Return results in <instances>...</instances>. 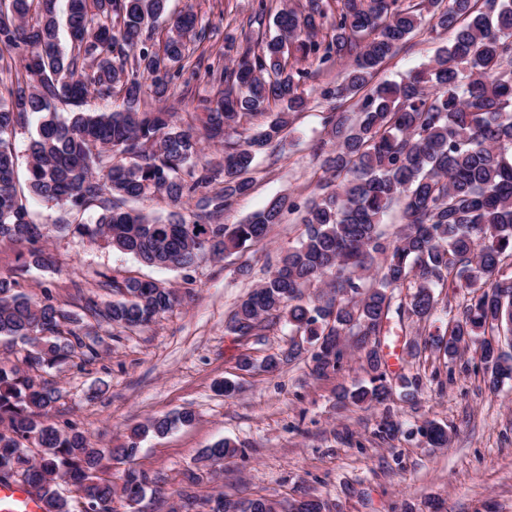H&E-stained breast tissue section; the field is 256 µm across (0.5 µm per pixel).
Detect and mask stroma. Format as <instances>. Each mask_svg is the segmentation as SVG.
Wrapping results in <instances>:
<instances>
[{"mask_svg":"<svg viewBox=\"0 0 512 512\" xmlns=\"http://www.w3.org/2000/svg\"><path fill=\"white\" fill-rule=\"evenodd\" d=\"M256 5L257 0H169V12H197L208 29L207 54L218 60L229 36L239 35V19ZM451 37L422 22L381 65L377 80L397 81L421 69ZM327 110L314 99L295 117L283 146L259 157L252 190L225 210L223 223H242L278 197L299 204L312 199L320 170L311 147L331 138ZM300 233V225L288 221L273 225L265 244L219 261L202 256L187 271L148 267L132 255L55 233L46 242L54 266L24 269L18 247L0 244V276L16 279L32 299H51L80 318L94 348L67 365L35 372L60 392L59 427L76 424L98 446L117 448L128 443L137 425L193 411L191 425L139 442L134 466L161 478V491L147 495L144 512H169L189 485L201 495L221 490L232 499L262 496L280 503L308 493L330 512H512V380L490 391L477 345L450 364L424 348L412 356L407 341L435 331V324L391 319L381 336L388 373L421 376L425 387L410 401L393 395L382 408L340 399L342 389L368 379L353 360L322 377L311 375L305 356L265 371V359L288 348L284 323L268 324L258 336L227 330L240 299L266 277L280 252L297 244ZM107 276L161 281L177 289L180 301L148 327L97 321L84 306L90 298L115 300V293L100 286ZM226 380L236 387L229 397L219 389ZM387 410L402 430L382 440L377 429ZM428 421L447 426L448 447H430L418 434ZM225 439L240 455L202 461L205 448Z\"/></svg>","mask_w":512,"mask_h":512,"instance_id":"35a3bbf8","label":"stroma"}]
</instances>
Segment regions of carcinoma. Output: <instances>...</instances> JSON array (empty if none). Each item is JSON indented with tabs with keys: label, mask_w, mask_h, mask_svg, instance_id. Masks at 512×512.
Listing matches in <instances>:
<instances>
[{
	"label": "carcinoma",
	"mask_w": 512,
	"mask_h": 512,
	"mask_svg": "<svg viewBox=\"0 0 512 512\" xmlns=\"http://www.w3.org/2000/svg\"><path fill=\"white\" fill-rule=\"evenodd\" d=\"M168 0H66L67 46L60 43L55 0H0V243L27 248L26 264L52 263L44 227L27 198L78 211L100 209L90 224H57L60 235L134 255L148 265L186 270L205 254H224L260 243L285 213L298 212L303 239L281 253L275 268L236 306L227 330L257 336L284 321L293 336L313 346L312 372L334 373L359 354L369 382L343 399L382 404L392 381L382 370L379 336L392 315L428 322L440 305L437 288L469 295L460 316L448 320V338L423 340L454 361L477 341L488 387L512 379V356L483 338L512 335V0H305L271 12L266 0L239 23L246 46L231 65L207 70L224 85L201 100L207 139L224 147L216 162H200V140L177 113L144 109L146 97L166 100L207 38L197 14H179L156 35ZM450 30L453 39L423 70L394 82L373 83L381 64L418 29ZM307 63L304 68L299 62ZM345 62L333 86L305 90L307 80ZM325 100L363 97L351 118L325 117L336 148L324 160L325 181L303 210L280 197L250 219L231 226L224 209L247 195L256 155L280 144L292 115L307 109L312 93ZM118 97L116 112H88L90 95ZM69 108L62 117L56 104ZM40 115L19 174L12 140ZM177 210L165 219L127 206L156 196ZM195 211L180 212L189 201ZM401 209L403 227L391 239L380 230L388 211ZM322 285L313 295L306 290ZM104 287L121 299L85 309L108 325H149L178 300L176 289L152 279L107 277ZM410 288L393 305L395 291ZM30 345L29 366L52 368L85 346L80 319L50 298L34 301L18 282L0 278V337ZM302 343L271 355L275 371L299 357ZM403 397L423 387L419 376H399ZM56 390L28 371L0 366V482H19L43 503V512H112L120 495L131 512L159 477L134 467L112 483V461H132L131 442L105 449L74 425L54 421ZM193 421L190 411L161 417L134 430L168 432ZM433 447L448 445V430L418 428ZM224 440L204 461L233 457ZM73 486L76 494H69ZM171 512H326L313 497L283 510L265 498L231 500L219 491L200 497L187 488Z\"/></svg>",
	"instance_id": "obj_1"
}]
</instances>
